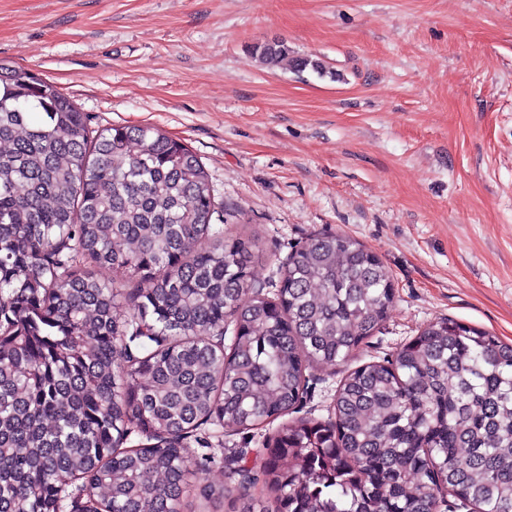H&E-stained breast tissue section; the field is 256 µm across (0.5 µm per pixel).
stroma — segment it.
Segmentation results:
<instances>
[{
	"label": "stroma",
	"mask_w": 512,
	"mask_h": 512,
	"mask_svg": "<svg viewBox=\"0 0 512 512\" xmlns=\"http://www.w3.org/2000/svg\"><path fill=\"white\" fill-rule=\"evenodd\" d=\"M274 40L292 55L268 67L253 48ZM0 62L92 130L190 147L257 241L258 284L319 233L382 259L394 307L351 361L311 370L304 412L328 418L347 369L437 318L512 342V0H0ZM271 432H225L207 479Z\"/></svg>",
	"instance_id": "1"
}]
</instances>
